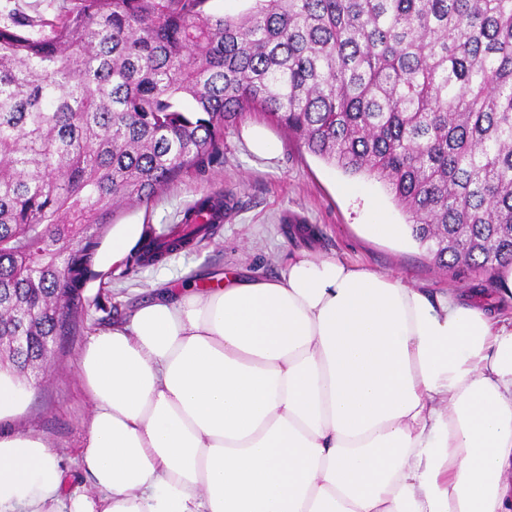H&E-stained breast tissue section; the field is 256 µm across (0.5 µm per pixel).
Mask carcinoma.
Instances as JSON below:
<instances>
[{
	"instance_id": "cac0c4a2",
	"label": "carcinoma",
	"mask_w": 512,
	"mask_h": 512,
	"mask_svg": "<svg viewBox=\"0 0 512 512\" xmlns=\"http://www.w3.org/2000/svg\"><path fill=\"white\" fill-rule=\"evenodd\" d=\"M80 0L33 38L0 27V371L38 378L117 211L220 154L251 110L382 183L439 268L512 265V0ZM232 193L149 227L155 265Z\"/></svg>"
}]
</instances>
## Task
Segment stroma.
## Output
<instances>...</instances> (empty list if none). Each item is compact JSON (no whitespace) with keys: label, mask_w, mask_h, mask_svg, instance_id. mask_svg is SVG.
Here are the masks:
<instances>
[{"label":"stroma","mask_w":512,"mask_h":512,"mask_svg":"<svg viewBox=\"0 0 512 512\" xmlns=\"http://www.w3.org/2000/svg\"><path fill=\"white\" fill-rule=\"evenodd\" d=\"M78 2L0 0V25L17 19L35 36L42 21ZM255 127L263 128L274 142L271 156L250 149L247 136ZM347 180V175L301 147L266 113L245 114L225 129L223 152L205 169L181 176L150 204L129 205L114 217L115 224L144 228L177 224L200 196L227 188L234 193L229 221L198 248L162 263L130 270L121 261L106 269L93 267L80 296L79 316L57 348L46 382L31 387L25 407L1 418L0 424L35 431L53 448L76 455L92 410L77 377L78 359L95 328L121 320L133 306L148 300L154 289L175 287L204 274L239 266L259 276L276 277L280 254L294 248L344 257L397 274L416 286L480 292L504 314H512V300L497 294L495 277L439 269L412 239L392 241L368 234L364 225L371 204H378L391 222L404 223L405 217L379 182L355 177L360 191L346 195L340 187Z\"/></svg>","instance_id":"35a3bbf8"}]
</instances>
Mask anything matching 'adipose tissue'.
Segmentation results:
<instances>
[{
    "mask_svg": "<svg viewBox=\"0 0 512 512\" xmlns=\"http://www.w3.org/2000/svg\"><path fill=\"white\" fill-rule=\"evenodd\" d=\"M74 460L0 430V512H512V316L334 255L89 336Z\"/></svg>",
    "mask_w": 512,
    "mask_h": 512,
    "instance_id": "1",
    "label": "adipose tissue"
}]
</instances>
